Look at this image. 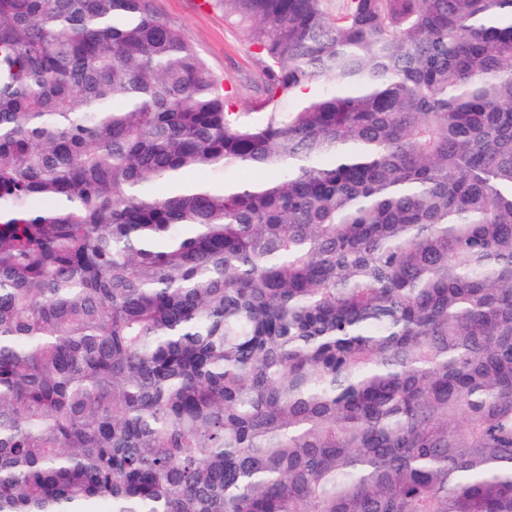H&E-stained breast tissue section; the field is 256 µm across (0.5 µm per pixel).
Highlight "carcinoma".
<instances>
[{"label":"carcinoma","mask_w":512,"mask_h":512,"mask_svg":"<svg viewBox=\"0 0 512 512\" xmlns=\"http://www.w3.org/2000/svg\"><path fill=\"white\" fill-rule=\"evenodd\" d=\"M0 0V512H512V0ZM149 7L200 54L210 73L238 89V108L248 112L261 64L242 30L225 21L224 8L211 0H149Z\"/></svg>","instance_id":"cac0c4a2"}]
</instances>
